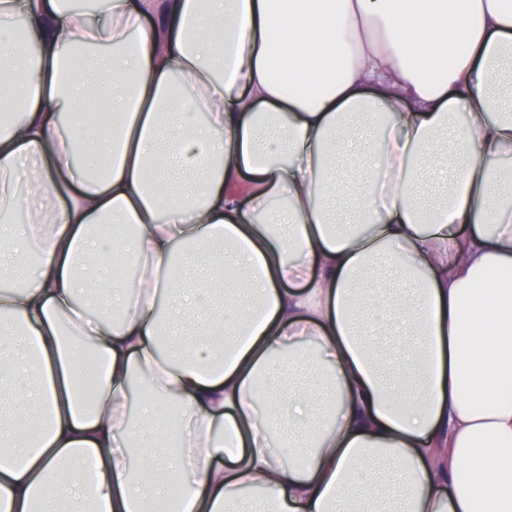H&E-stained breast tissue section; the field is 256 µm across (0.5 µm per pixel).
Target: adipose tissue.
<instances>
[{
	"label": "adipose tissue",
	"instance_id": "adipose-tissue-1",
	"mask_svg": "<svg viewBox=\"0 0 512 512\" xmlns=\"http://www.w3.org/2000/svg\"><path fill=\"white\" fill-rule=\"evenodd\" d=\"M1 108L0 512H512V0H0Z\"/></svg>",
	"mask_w": 512,
	"mask_h": 512
}]
</instances>
